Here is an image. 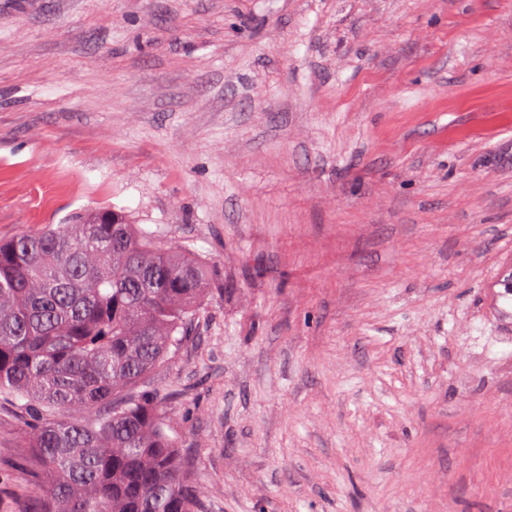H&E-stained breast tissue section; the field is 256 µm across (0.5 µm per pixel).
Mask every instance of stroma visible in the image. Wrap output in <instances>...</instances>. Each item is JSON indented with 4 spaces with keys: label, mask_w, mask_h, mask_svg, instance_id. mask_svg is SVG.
I'll return each instance as SVG.
<instances>
[{
    "label": "stroma",
    "mask_w": 512,
    "mask_h": 512,
    "mask_svg": "<svg viewBox=\"0 0 512 512\" xmlns=\"http://www.w3.org/2000/svg\"><path fill=\"white\" fill-rule=\"evenodd\" d=\"M99 207L208 267L204 512H512V0H0V240Z\"/></svg>",
    "instance_id": "obj_1"
}]
</instances>
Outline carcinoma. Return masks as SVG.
<instances>
[{
  "mask_svg": "<svg viewBox=\"0 0 512 512\" xmlns=\"http://www.w3.org/2000/svg\"><path fill=\"white\" fill-rule=\"evenodd\" d=\"M208 293L199 258L123 211L0 241V406L32 421L28 512H200L145 380L190 340Z\"/></svg>",
  "mask_w": 512,
  "mask_h": 512,
  "instance_id": "1",
  "label": "carcinoma"
}]
</instances>
